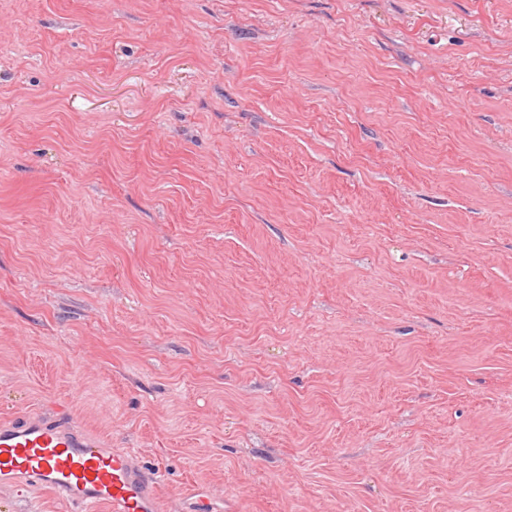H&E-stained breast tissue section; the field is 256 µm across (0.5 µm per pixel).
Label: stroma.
Masks as SVG:
<instances>
[{"mask_svg": "<svg viewBox=\"0 0 512 512\" xmlns=\"http://www.w3.org/2000/svg\"><path fill=\"white\" fill-rule=\"evenodd\" d=\"M62 409L166 512H512V0H0V420Z\"/></svg>", "mask_w": 512, "mask_h": 512, "instance_id": "1", "label": "stroma"}]
</instances>
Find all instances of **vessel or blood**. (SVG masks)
<instances>
[{
  "mask_svg": "<svg viewBox=\"0 0 512 512\" xmlns=\"http://www.w3.org/2000/svg\"><path fill=\"white\" fill-rule=\"evenodd\" d=\"M46 488L82 507L162 512L155 476L125 450L104 447L69 422L26 417L0 422V490Z\"/></svg>",
  "mask_w": 512,
  "mask_h": 512,
  "instance_id": "vessel-or-blood-1",
  "label": "vessel or blood"
}]
</instances>
